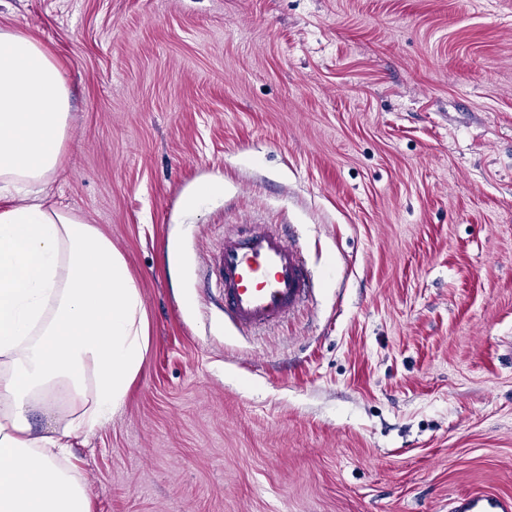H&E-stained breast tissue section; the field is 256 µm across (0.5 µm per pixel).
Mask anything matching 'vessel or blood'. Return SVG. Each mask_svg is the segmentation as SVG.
I'll return each instance as SVG.
<instances>
[{
  "mask_svg": "<svg viewBox=\"0 0 512 512\" xmlns=\"http://www.w3.org/2000/svg\"><path fill=\"white\" fill-rule=\"evenodd\" d=\"M203 264L221 293L225 319L243 333L277 324L313 293L302 248L284 230L225 235ZM448 512H512V498L468 493L449 500Z\"/></svg>",
  "mask_w": 512,
  "mask_h": 512,
  "instance_id": "b4317fda",
  "label": "vessel or blood"
}]
</instances>
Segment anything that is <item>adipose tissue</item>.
Segmentation results:
<instances>
[{"instance_id":"adipose-tissue-1","label":"adipose tissue","mask_w":512,"mask_h":512,"mask_svg":"<svg viewBox=\"0 0 512 512\" xmlns=\"http://www.w3.org/2000/svg\"><path fill=\"white\" fill-rule=\"evenodd\" d=\"M61 73L33 36L0 30V512H92L63 462L112 419L148 350L143 302L122 254L42 186L69 128ZM62 391L72 420L35 430Z\"/></svg>"}]
</instances>
